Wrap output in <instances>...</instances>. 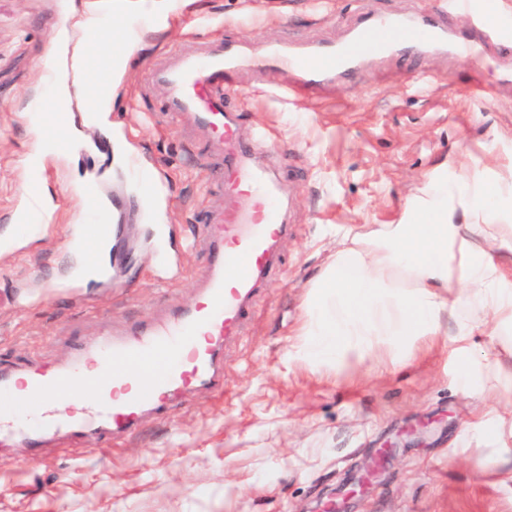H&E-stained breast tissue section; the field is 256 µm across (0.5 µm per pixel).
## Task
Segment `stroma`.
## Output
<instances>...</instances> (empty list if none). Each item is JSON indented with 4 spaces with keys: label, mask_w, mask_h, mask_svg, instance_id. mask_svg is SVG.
I'll use <instances>...</instances> for the list:
<instances>
[{
    "label": "stroma",
    "mask_w": 512,
    "mask_h": 512,
    "mask_svg": "<svg viewBox=\"0 0 512 512\" xmlns=\"http://www.w3.org/2000/svg\"><path fill=\"white\" fill-rule=\"evenodd\" d=\"M111 0H0V363L64 362L74 346L113 327L162 316L188 303L204 270L202 248L184 249L190 214L218 207L202 169L210 136L185 116L161 114L154 63L228 37L256 46L340 40L358 7L407 12L431 0H124L139 41L114 77L104 122L81 124L74 150L46 153L53 204L41 236L11 223L22 203L25 161L37 135L30 115L51 92L46 68L54 21L92 19L74 41L109 36ZM499 62L443 57L364 68L358 83L319 96L282 98L287 73L242 75V130L278 136L259 161L295 187L279 276L254 300L255 314L224 359L226 390L203 392L114 445L48 440L38 462L27 449L0 450V512H320L376 449L391 455L349 512H512V484L487 466L490 445L468 424L511 407L497 387L457 385L444 337L422 341L409 361L383 351L334 370L299 359L296 346L313 282L342 238L366 224L395 223L424 175L449 155L463 165L512 156V84ZM492 87L474 98L476 84ZM157 167L165 186L159 223L175 243L158 265L144 220L131 221L129 261L115 284L90 283L79 301L62 286L81 259L67 237L88 206L81 183L139 208L126 158Z\"/></svg>",
    "instance_id": "1"
}]
</instances>
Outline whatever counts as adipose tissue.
<instances>
[{
	"instance_id": "1",
	"label": "adipose tissue",
	"mask_w": 512,
	"mask_h": 512,
	"mask_svg": "<svg viewBox=\"0 0 512 512\" xmlns=\"http://www.w3.org/2000/svg\"><path fill=\"white\" fill-rule=\"evenodd\" d=\"M511 245L512 157L474 168L449 158L396 223L349 237L315 280L302 359L356 364L379 347L397 358L419 337L444 335L460 390H472L499 371L497 361L475 358L468 346L474 315L489 318L493 334L512 345V276L491 254Z\"/></svg>"
}]
</instances>
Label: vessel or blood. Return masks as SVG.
Segmentation results:
<instances>
[{
  "mask_svg": "<svg viewBox=\"0 0 512 512\" xmlns=\"http://www.w3.org/2000/svg\"><path fill=\"white\" fill-rule=\"evenodd\" d=\"M470 11L471 0H440L416 12L364 13L341 41L280 42L258 51L236 39L216 38L155 67L151 79L165 92L162 112L191 116L212 132L210 150L221 162L212 178L224 196L223 207L195 216L188 227L208 254L197 294L164 319L103 334L64 365L0 366V398L14 396L24 406L19 415L0 412V445L20 442L36 453L50 437L94 435L117 442L136 434L147 417L166 416L196 393L223 392L225 351L250 320L256 294L274 278L286 232L284 187L256 160L258 149L272 137L259 131L249 138L240 129L235 104L240 75L275 66L288 72L291 92L301 95L353 79L367 53L383 68L429 52L452 61L477 62L493 52L512 56V23L484 12L469 29L449 25L451 14ZM85 54L88 80L98 86L107 62L95 44H87ZM41 109L46 135L57 150H69L77 127L73 113L54 98L44 99ZM129 170L140 199L157 202L164 187L155 168L134 155ZM44 178L40 165H33L15 224L37 228L50 213ZM86 193L97 220L76 226L73 241L80 246L106 241L111 265L120 266L125 210L119 200L96 199L94 187ZM109 214L114 224H105Z\"/></svg>",
  "mask_w": 512,
  "mask_h": 512,
  "instance_id": "vessel-or-blood-1",
  "label": "vessel or blood"
}]
</instances>
